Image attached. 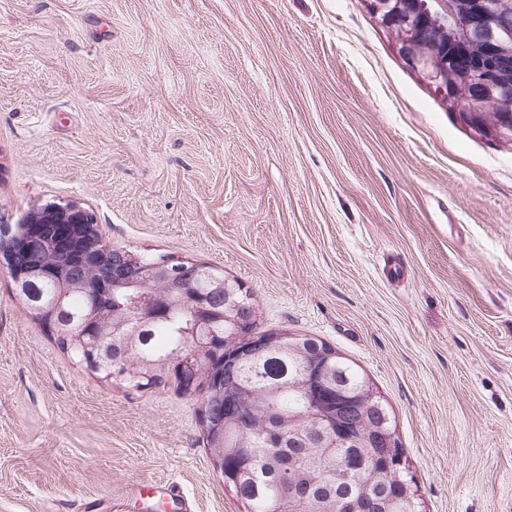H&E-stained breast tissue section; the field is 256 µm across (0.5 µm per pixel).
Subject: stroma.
<instances>
[{
	"instance_id": "stroma-1",
	"label": "stroma",
	"mask_w": 512,
	"mask_h": 512,
	"mask_svg": "<svg viewBox=\"0 0 512 512\" xmlns=\"http://www.w3.org/2000/svg\"><path fill=\"white\" fill-rule=\"evenodd\" d=\"M69 203L354 362L423 512H512V146L367 0H0V224ZM201 402L98 378L0 266V512H244ZM391 33H394L396 37L397 51L400 53L402 59L406 65L417 72H420L424 68V58L421 54L412 46L410 41L399 42L402 38L401 31L399 29H388ZM399 42V43H398ZM398 43V44H397Z\"/></svg>"
}]
</instances>
